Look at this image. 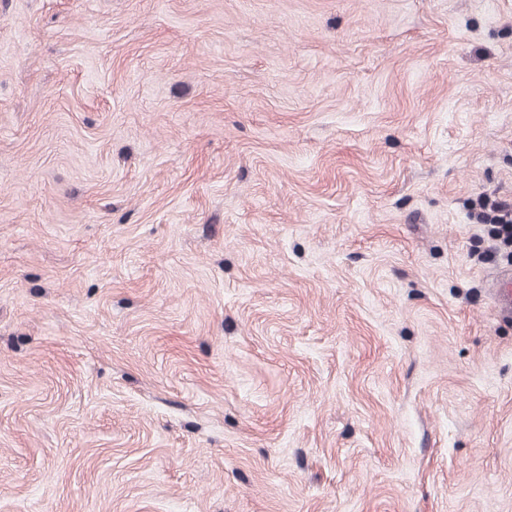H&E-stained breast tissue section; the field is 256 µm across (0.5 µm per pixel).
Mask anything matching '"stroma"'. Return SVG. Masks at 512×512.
<instances>
[{
    "instance_id": "35a3bbf8",
    "label": "stroma",
    "mask_w": 512,
    "mask_h": 512,
    "mask_svg": "<svg viewBox=\"0 0 512 512\" xmlns=\"http://www.w3.org/2000/svg\"><path fill=\"white\" fill-rule=\"evenodd\" d=\"M512 0H0V512H512ZM480 211L475 218L481 224H494V237L499 241L495 251L487 255V260L494 259L497 254L512 256V206L506 202H498L483 197L478 200ZM498 314L503 319H512V275L504 269L493 280L490 288Z\"/></svg>"
}]
</instances>
